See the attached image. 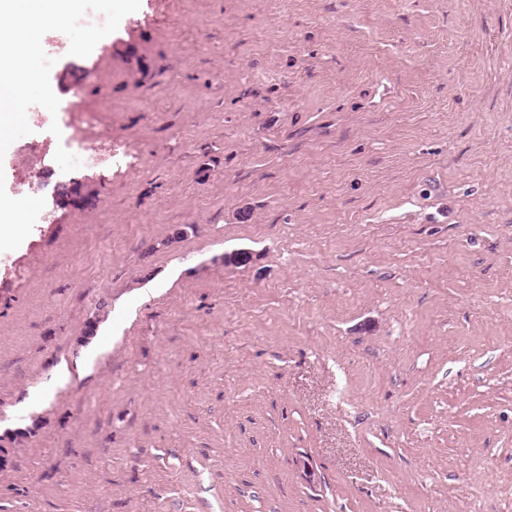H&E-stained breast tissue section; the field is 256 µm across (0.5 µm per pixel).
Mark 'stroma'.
I'll return each mask as SVG.
<instances>
[{"mask_svg":"<svg viewBox=\"0 0 512 512\" xmlns=\"http://www.w3.org/2000/svg\"><path fill=\"white\" fill-rule=\"evenodd\" d=\"M42 44L128 157L62 172L34 105L0 159L46 200L0 253V512H512V0H141Z\"/></svg>","mask_w":512,"mask_h":512,"instance_id":"35a3bbf8","label":"stroma"}]
</instances>
